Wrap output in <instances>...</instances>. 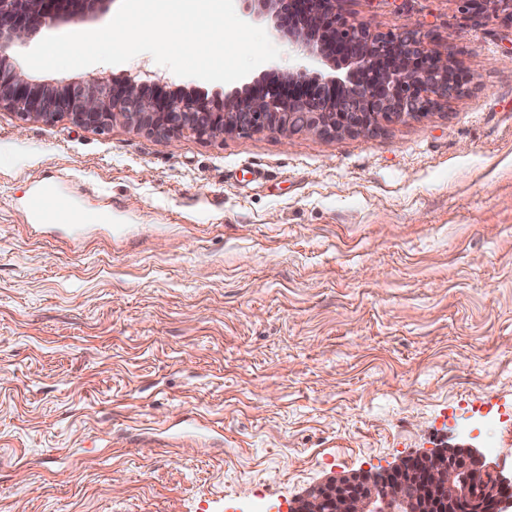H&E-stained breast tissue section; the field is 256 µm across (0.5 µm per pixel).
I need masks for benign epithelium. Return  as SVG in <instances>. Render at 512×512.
<instances>
[{"label": "benign epithelium", "instance_id": "obj_1", "mask_svg": "<svg viewBox=\"0 0 512 512\" xmlns=\"http://www.w3.org/2000/svg\"><path fill=\"white\" fill-rule=\"evenodd\" d=\"M269 16L295 65L243 85L222 99L170 89L157 74L126 75L49 88L21 75L10 51L42 27L94 12L108 0H0V109L23 121L68 117L104 130L118 119L177 140L275 132L367 136L383 125L424 117L474 84L442 44L420 29L372 32L351 19L343 0H243ZM471 17L512 23V0H457ZM317 61L330 68H311ZM289 512H512V470L469 445H445L381 471H362L309 488Z\"/></svg>", "mask_w": 512, "mask_h": 512}]
</instances>
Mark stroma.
Returning <instances> with one entry per match:
<instances>
[{
	"instance_id": "1",
	"label": "stroma",
	"mask_w": 512,
	"mask_h": 512,
	"mask_svg": "<svg viewBox=\"0 0 512 512\" xmlns=\"http://www.w3.org/2000/svg\"><path fill=\"white\" fill-rule=\"evenodd\" d=\"M455 33L476 75L365 137L169 141L0 109V512H287L327 479L465 443L512 463V24L346 0ZM221 98L239 82L128 62ZM55 182L78 213L34 226Z\"/></svg>"
}]
</instances>
